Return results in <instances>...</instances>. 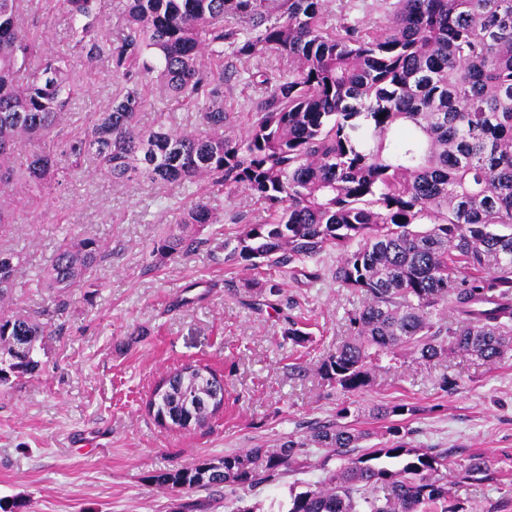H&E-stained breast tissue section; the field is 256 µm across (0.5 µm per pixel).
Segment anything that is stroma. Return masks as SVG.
Masks as SVG:
<instances>
[{
	"instance_id": "stroma-1",
	"label": "stroma",
	"mask_w": 512,
	"mask_h": 512,
	"mask_svg": "<svg viewBox=\"0 0 512 512\" xmlns=\"http://www.w3.org/2000/svg\"><path fill=\"white\" fill-rule=\"evenodd\" d=\"M19 13L47 51L82 69L85 51L59 0H22ZM233 69L224 105L231 131L242 135L252 102L267 92L251 73L264 71L275 82L288 65L268 52L234 60ZM118 88L108 60H100L59 137L84 130ZM196 112L186 101L152 95L139 123L179 131L197 124ZM197 191L189 184L115 181L90 168L42 203L18 208L14 223L0 227V250L22 258L8 312H41L51 324L39 352L41 371L0 393V499L23 503V512H182L190 498L203 502L202 512H279L290 494L336 469L339 458L323 468L284 472L254 492L219 485L187 496L150 478L305 436L312 424L335 421L341 410L372 446L387 426L374 408L407 404L418 409L400 418L413 445L448 448L459 460L478 454L491 463L492 480L452 486L451 503L463 512H512V359L491 368L459 354L430 366L409 358L377 370L366 391H336L318 368L347 336L348 317L363 302L336 282V251L304 266L253 272L225 264L222 243L235 240L245 225L265 223L268 213L246 192L209 185L206 195L223 223L202 227L203 243L188 255L153 256ZM66 237L99 240L105 258L95 287L72 289L59 311L33 280ZM308 270L319 271L320 279L309 281ZM250 278L279 283L272 305H255L245 288ZM292 319L308 324L313 340L307 346L285 336ZM187 364L223 375L224 408L203 428L161 427L147 409L151 392L161 377Z\"/></svg>"
}]
</instances>
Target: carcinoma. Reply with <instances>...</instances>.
<instances>
[{
    "label": "carcinoma",
    "mask_w": 512,
    "mask_h": 512,
    "mask_svg": "<svg viewBox=\"0 0 512 512\" xmlns=\"http://www.w3.org/2000/svg\"><path fill=\"white\" fill-rule=\"evenodd\" d=\"M112 42L95 0H62L78 22L88 66L106 58L120 92L89 128L57 150L55 130L83 91L68 60L29 37L17 0H0V184L27 186V202L60 185L55 170L91 161L114 180L213 181L266 205L224 261L255 270L339 253L334 277L364 302L349 335L320 366L328 383L358 393L384 358L438 361L455 353L490 367L512 357V0H397L374 20L332 23L329 0H120ZM238 58L273 50L288 77L254 103L245 135L226 133L224 46ZM34 68L32 78L19 75ZM172 96L201 99L202 129L144 130L146 78ZM222 217L205 197L184 208L156 246L194 251L197 230ZM104 250L64 239L38 285L57 308L93 286ZM20 256L0 250V301L10 300ZM48 323L0 313V385L36 373ZM222 375L186 365L155 386L158 421L202 427L223 407ZM414 406L376 409L379 419ZM347 422L312 427L273 448H250L150 477L190 492L233 485L252 492L323 448L345 459L324 482L291 495L287 512H455L448 484L489 474L480 455L453 463L446 448H415L403 427L361 448Z\"/></svg>",
    "instance_id": "1"
}]
</instances>
